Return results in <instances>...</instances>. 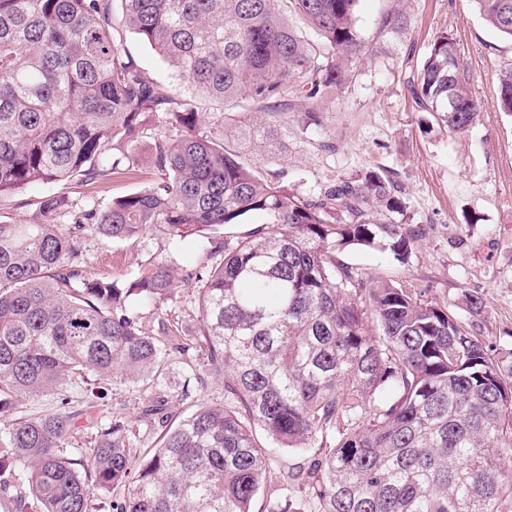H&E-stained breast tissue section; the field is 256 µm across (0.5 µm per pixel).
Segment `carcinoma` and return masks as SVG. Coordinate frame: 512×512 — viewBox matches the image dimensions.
I'll use <instances>...</instances> for the list:
<instances>
[{"label":"carcinoma","instance_id":"carcinoma-1","mask_svg":"<svg viewBox=\"0 0 512 512\" xmlns=\"http://www.w3.org/2000/svg\"><path fill=\"white\" fill-rule=\"evenodd\" d=\"M112 2L0 0V197L136 175L151 116L166 126L151 146L159 181L100 208L51 194L34 223L0 222V508L100 512L95 494L111 493V512H252L261 493L265 512H512V364L448 305L336 257L357 245L405 264L434 225L408 214L384 169L305 196L243 159L249 143L288 140L260 115L331 95L369 53L358 0H120L126 28L174 72L171 93L124 59ZM470 2L512 41V0ZM409 88L452 133L483 109L446 32ZM494 106L512 114V67ZM319 125L308 105L295 133ZM153 231L207 242L213 263L182 277L164 258L123 280L83 275L88 242ZM179 278L199 285L204 375L192 380L223 382L224 403L163 423L144 457L123 423L90 412L102 380L154 382L189 351L140 315ZM16 393L54 407L11 418ZM81 418L97 439L70 451ZM271 444L320 453L274 479Z\"/></svg>","mask_w":512,"mask_h":512}]
</instances>
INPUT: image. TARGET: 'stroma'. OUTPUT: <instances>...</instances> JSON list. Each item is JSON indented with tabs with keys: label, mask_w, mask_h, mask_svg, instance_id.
<instances>
[{
	"label": "stroma",
	"mask_w": 512,
	"mask_h": 512,
	"mask_svg": "<svg viewBox=\"0 0 512 512\" xmlns=\"http://www.w3.org/2000/svg\"><path fill=\"white\" fill-rule=\"evenodd\" d=\"M398 11L405 16L403 24L383 27V19ZM357 26L372 54L350 63L345 84L319 102L320 126L289 136L286 152L265 164L304 195L367 168L393 173L416 218L434 225L433 235L404 265L386 252L361 247L339 253V260L448 304L462 323L472 325L493 357L512 355V115L494 105L497 75L512 66V42L488 29L470 0H359ZM444 31L456 43L472 93L485 104L475 126L462 134L430 121L408 87L428 44ZM121 41L148 81L174 86L171 72L139 37L125 31ZM157 179L146 164L138 177H113L91 186L34 184L0 199V221L33 223L49 194H67L81 208L92 202L103 206ZM458 234L463 237L459 244L454 241ZM85 254L86 276L118 280L159 255L181 267L198 268L208 260L202 242L174 248L151 233L130 242L93 241ZM472 292L483 298L477 314L467 302ZM140 314L154 335L174 327L193 333L195 291L179 282ZM202 362L201 350L193 349L172 360L160 382L110 386L97 417L124 422L135 433L137 447H152L161 429L146 424L142 411L157 398H165L173 423L198 405L223 401L224 386L212 379L182 398L186 378L202 373Z\"/></svg>",
	"instance_id": "obj_1"
}]
</instances>
